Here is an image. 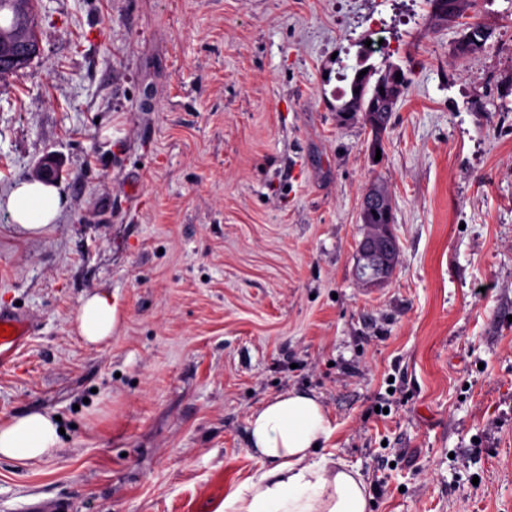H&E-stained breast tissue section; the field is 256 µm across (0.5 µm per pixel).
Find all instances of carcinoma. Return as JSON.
Here are the masks:
<instances>
[{
	"instance_id": "carcinoma-1",
	"label": "carcinoma",
	"mask_w": 512,
	"mask_h": 512,
	"mask_svg": "<svg viewBox=\"0 0 512 512\" xmlns=\"http://www.w3.org/2000/svg\"><path fill=\"white\" fill-rule=\"evenodd\" d=\"M37 0H0V77L18 70L13 63L19 50L30 47L34 53H39V42L36 34ZM432 6V18L435 25L452 26L462 16L464 0H429ZM486 38L485 29L476 23L467 26L456 49L466 54L478 46ZM364 69L371 71V78L366 87L356 91L362 84L358 79L359 72ZM401 74V80H396V74ZM408 87V79L398 66H391L381 72L372 65L361 66L352 76L350 82V99L344 102L339 111L349 115L360 112L364 115L365 123L370 125L371 132L380 135L388 128L392 112L395 111L397 100L393 94L404 95ZM384 94H379V91Z\"/></svg>"
}]
</instances>
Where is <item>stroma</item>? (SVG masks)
Wrapping results in <instances>:
<instances>
[{
  "label": "stroma",
  "instance_id": "obj_1",
  "mask_svg": "<svg viewBox=\"0 0 512 512\" xmlns=\"http://www.w3.org/2000/svg\"><path fill=\"white\" fill-rule=\"evenodd\" d=\"M40 0V52L0 77V197L57 160L28 236L0 207V307L35 323L0 421L60 416L0 457V512H216L257 465L246 417L317 395L371 512H512V0ZM409 80L373 154L337 112L366 41ZM399 256L358 274L365 190ZM117 306L78 332L83 296ZM436 26L448 27L462 16L464 0H429ZM117 311L107 292L94 293L81 299L78 315L80 336L90 344H99L112 337ZM59 443V424L50 413L30 411L0 422L2 457L36 461L50 455Z\"/></svg>",
  "mask_w": 512,
  "mask_h": 512
}]
</instances>
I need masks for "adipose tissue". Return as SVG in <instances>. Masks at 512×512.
<instances>
[{"mask_svg":"<svg viewBox=\"0 0 512 512\" xmlns=\"http://www.w3.org/2000/svg\"><path fill=\"white\" fill-rule=\"evenodd\" d=\"M65 206L56 186L38 180L17 183L5 200L13 223L30 236L50 230ZM116 322L111 294L82 298L78 329L86 342L110 339ZM247 423L251 455L261 467L226 497L222 512H370L362 474L333 454L316 451L331 434L316 396L293 389L276 394L253 407ZM59 442V424L50 413L30 411L0 422L2 457L36 461Z\"/></svg>","mask_w":512,"mask_h":512,"instance_id":"1","label":"adipose tissue"}]
</instances>
